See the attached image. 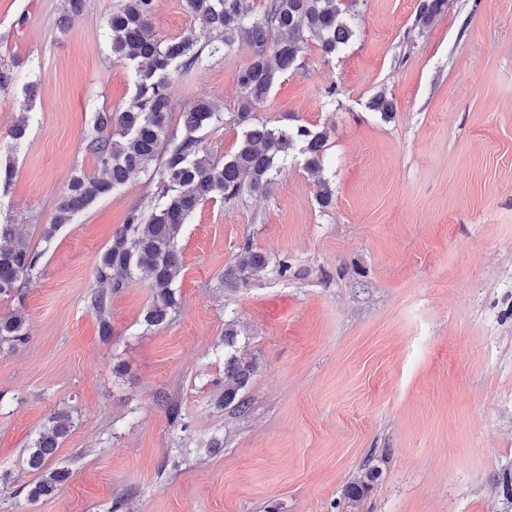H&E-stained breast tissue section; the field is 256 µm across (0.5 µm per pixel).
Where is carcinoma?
I'll return each mask as SVG.
<instances>
[{
    "mask_svg": "<svg viewBox=\"0 0 512 512\" xmlns=\"http://www.w3.org/2000/svg\"><path fill=\"white\" fill-rule=\"evenodd\" d=\"M445 0H422L415 25L426 26L439 14ZM86 0H64L58 21L69 29L81 16ZM156 0H118L107 19L112 55L134 67L136 92L129 103L115 112H99L88 137V150L98 169L93 174H74L44 229L51 240L64 225L94 202L112 194L135 171L153 169L158 176L155 190L132 208L125 223L112 237L95 265L96 289L90 306L97 316L102 341L112 339L110 310L112 295L129 281L140 278L152 288L153 298L143 321L149 327L163 324L177 299L172 283L182 267L177 249L184 224L204 202L220 198L230 202L245 194L265 195L282 173L288 160L303 157L310 170L322 167L327 132L305 125L273 126L257 117L279 78L298 70L309 44L328 58L355 36L353 17L341 9L340 0H185L187 11L200 20V30L182 37H165L154 26ZM244 43L250 50L249 64L238 74L239 107L232 121L244 127L237 151L216 161L201 154L196 133L214 129L224 118L206 100H197L181 110L183 134L171 131L173 103L168 86L171 70L193 69L204 50L214 55ZM34 101L28 88L22 112L8 130L12 147L27 139ZM370 107L382 118H393L395 107L383 93L375 94ZM332 183L318 181L317 204L334 202ZM0 295H9L38 269L41 254L16 234L15 225L0 224ZM268 265L266 256L244 244L235 264L224 268V285L236 287L243 275H256ZM236 323H224V391L217 403L244 412L247 400L242 390L256 370L255 362L236 349ZM27 342L25 318L15 312L0 317V344L16 348ZM72 416L55 413L27 449L25 465L39 477L29 484L27 501L34 503L52 495L69 476L65 468H50L49 461L71 432ZM373 471L352 481L346 489L353 507L362 499Z\"/></svg>",
    "mask_w": 512,
    "mask_h": 512,
    "instance_id": "1",
    "label": "carcinoma"
}]
</instances>
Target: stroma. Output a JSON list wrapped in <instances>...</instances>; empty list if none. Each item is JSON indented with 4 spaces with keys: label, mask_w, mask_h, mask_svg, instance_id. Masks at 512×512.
Here are the masks:
<instances>
[{
    "label": "stroma",
    "mask_w": 512,
    "mask_h": 512,
    "mask_svg": "<svg viewBox=\"0 0 512 512\" xmlns=\"http://www.w3.org/2000/svg\"><path fill=\"white\" fill-rule=\"evenodd\" d=\"M419 2L357 0L355 39L327 60L303 54L257 112L327 131L333 206L298 160L267 195L201 205L178 240L176 311L146 328L152 290L130 282L105 342L95 264L149 173L42 232L71 175L95 170V112L136 91L106 36L116 0H87L65 32L63 0H0V59L17 74L0 129L36 87L27 141L0 142L16 170L0 214L42 254L37 277L0 295V317L21 312L28 333L0 351V512H110L118 496L124 512H512V0H447L425 27ZM154 23L198 27L183 0H156ZM249 60L240 44L170 79L178 106L224 115L199 134L218 159L242 138L231 117ZM379 92L393 120L369 108ZM246 243L269 265L226 289ZM230 319L257 365L243 413L215 405ZM58 410L74 426L52 464L70 477L31 504L23 460ZM368 467L350 507L344 490Z\"/></svg>",
    "instance_id": "35a3bbf8"
}]
</instances>
